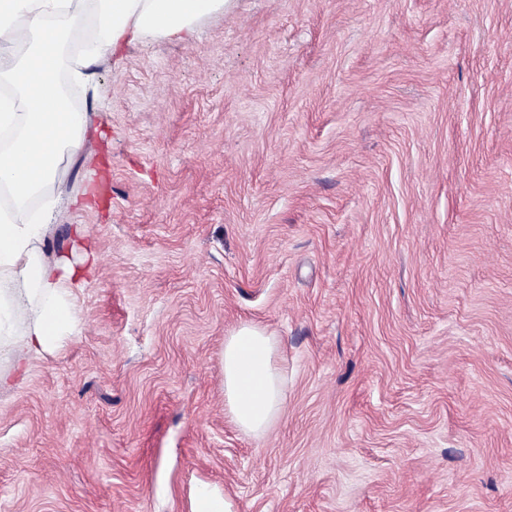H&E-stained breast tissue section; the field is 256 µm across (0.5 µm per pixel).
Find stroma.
Instances as JSON below:
<instances>
[{
    "label": "stroma",
    "mask_w": 512,
    "mask_h": 512,
    "mask_svg": "<svg viewBox=\"0 0 512 512\" xmlns=\"http://www.w3.org/2000/svg\"><path fill=\"white\" fill-rule=\"evenodd\" d=\"M72 89L91 326L0 388V512H512V0H227ZM275 337L262 436L224 339ZM276 340L252 323L224 339V404L244 432L264 435L277 421L286 401L285 378L275 363ZM190 512H233L231 502L219 492L199 490L191 501Z\"/></svg>",
    "instance_id": "1"
}]
</instances>
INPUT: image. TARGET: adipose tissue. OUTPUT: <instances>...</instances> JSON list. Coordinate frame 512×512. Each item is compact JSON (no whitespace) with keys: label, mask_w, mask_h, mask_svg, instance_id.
<instances>
[{"label":"adipose tissue","mask_w":512,"mask_h":512,"mask_svg":"<svg viewBox=\"0 0 512 512\" xmlns=\"http://www.w3.org/2000/svg\"><path fill=\"white\" fill-rule=\"evenodd\" d=\"M224 0H0V386L62 339L82 333L84 321L69 291L99 266L95 241L80 261L53 259L59 204L91 209L94 200L66 192L63 156H80L91 135L88 113L71 108L61 72L88 82L100 54L153 39L193 41L199 23ZM276 340L255 324L224 340V403L244 432L260 436L277 421L286 401L285 378L275 363Z\"/></svg>","instance_id":"1"}]
</instances>
